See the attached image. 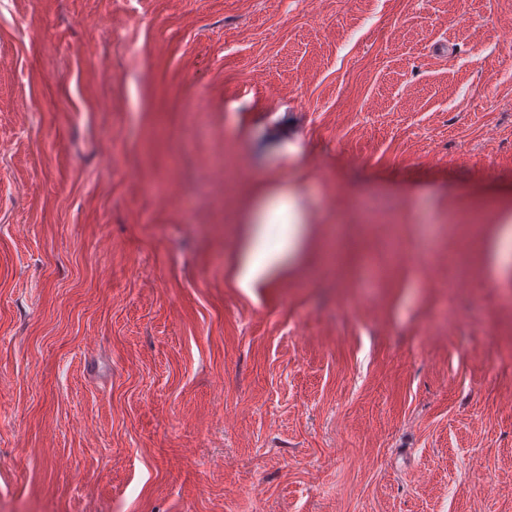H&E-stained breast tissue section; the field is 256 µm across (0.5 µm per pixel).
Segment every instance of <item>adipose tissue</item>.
I'll list each match as a JSON object with an SVG mask.
<instances>
[{
  "instance_id": "1",
  "label": "adipose tissue",
  "mask_w": 512,
  "mask_h": 512,
  "mask_svg": "<svg viewBox=\"0 0 512 512\" xmlns=\"http://www.w3.org/2000/svg\"><path fill=\"white\" fill-rule=\"evenodd\" d=\"M247 222L251 231L238 270L239 284L244 288L297 256L303 244L305 217L293 192L275 190L259 196Z\"/></svg>"
}]
</instances>
